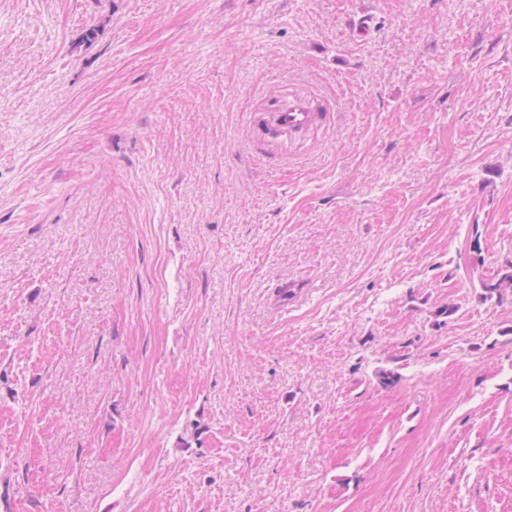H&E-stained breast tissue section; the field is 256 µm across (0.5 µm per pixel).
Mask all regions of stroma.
Segmentation results:
<instances>
[{"label":"stroma","instance_id":"stroma-1","mask_svg":"<svg viewBox=\"0 0 512 512\" xmlns=\"http://www.w3.org/2000/svg\"><path fill=\"white\" fill-rule=\"evenodd\" d=\"M510 259L512 0H0V512H512ZM278 94L276 86H270L265 93L269 100L276 101L270 125H262L260 129L268 138L274 134L300 135L333 114L330 108L316 110L308 94L288 93V100H279Z\"/></svg>","mask_w":512,"mask_h":512}]
</instances>
